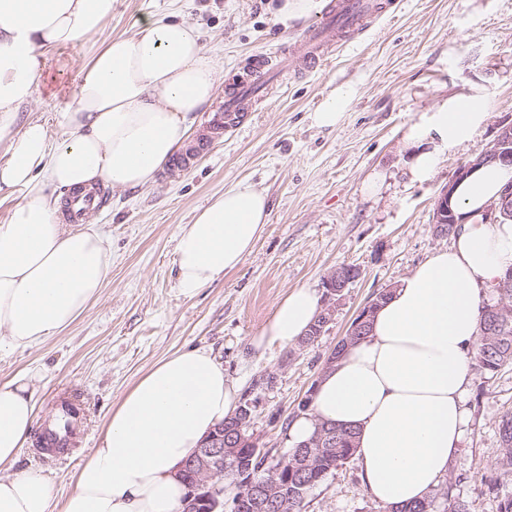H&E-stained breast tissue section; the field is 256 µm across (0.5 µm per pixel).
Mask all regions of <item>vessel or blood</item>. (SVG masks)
I'll return each instance as SVG.
<instances>
[{"instance_id": "b4317fda", "label": "vessel or blood", "mask_w": 512, "mask_h": 512, "mask_svg": "<svg viewBox=\"0 0 512 512\" xmlns=\"http://www.w3.org/2000/svg\"><path fill=\"white\" fill-rule=\"evenodd\" d=\"M391 6L392 0H329L318 21L298 40L274 56L253 57L250 67L228 84L224 102L210 114L202 138L178 151L172 167L185 169L196 163L206 146L239 126L247 113L256 111L284 76L300 77L321 67L339 46L368 32Z\"/></svg>"}]
</instances>
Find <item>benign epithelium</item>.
I'll return each mask as SVG.
<instances>
[{"label":"benign epithelium","instance_id":"7a95c632","mask_svg":"<svg viewBox=\"0 0 512 512\" xmlns=\"http://www.w3.org/2000/svg\"><path fill=\"white\" fill-rule=\"evenodd\" d=\"M486 161L512 166V121H502L490 150L478 160L460 166L448 186L440 192L434 220V224L438 226L437 234H447L443 225L459 223L460 216L452 204L454 188L476 166ZM487 216L494 221L512 219V183L504 188L498 200L490 204ZM359 276V268L345 266L336 268L326 278L325 299L320 312L321 327H326L333 320L336 296ZM250 418V406H239L229 425V430L238 435V444L232 448L224 447V429L221 428L211 433L202 448L183 465L180 479L188 478L190 484L180 512H221L224 501L218 498V494L224 484V462L229 458L233 460L232 475L235 483L249 493L252 512H293V501L283 492L282 472L287 466L296 469L299 464L295 461L288 464L286 459L278 458L261 447L258 439L249 434ZM243 449L249 451L251 457L256 456L263 460V466L268 468L266 479L255 480L250 457L240 454Z\"/></svg>","mask_w":512,"mask_h":512}]
</instances>
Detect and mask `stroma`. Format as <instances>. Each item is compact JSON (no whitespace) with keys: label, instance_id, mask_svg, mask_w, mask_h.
Masks as SVG:
<instances>
[{"label":"stroma","instance_id":"stroma-1","mask_svg":"<svg viewBox=\"0 0 512 512\" xmlns=\"http://www.w3.org/2000/svg\"><path fill=\"white\" fill-rule=\"evenodd\" d=\"M277 0H115L103 35L47 55L46 84L31 118L52 120L73 102L81 67L104 36L128 35L136 20L168 14L199 25L204 48L224 77L253 56L272 54L309 27L276 24ZM347 95L333 128L313 112ZM451 97H477L488 114L467 143L445 151L431 176L413 181L404 138L421 115ZM512 120V0H397L395 12L304 78L284 81L194 166L164 168L150 186L106 190L95 220L112 243V275L70 328L40 347L0 355V382L30 371L38 395L35 429L49 425L56 403L78 394L84 407L80 450L66 459L25 446L19 468L41 472L57 495L100 442L121 395L154 363L203 347L251 402L250 431L261 446L288 451V424L324 365L373 293L396 287L452 239L433 229L441 190L462 164L491 148L501 121ZM246 181L263 190L269 221L251 254L192 298L176 286L180 225L224 188ZM361 271L336 299L332 322L311 344L253 350L251 339L295 287L322 288L336 267ZM469 422L446 482L469 512H498L512 495L500 470L498 425L512 411V365L473 369ZM302 512H387L364 489L349 459L311 489Z\"/></svg>","mask_w":512,"mask_h":512}]
</instances>
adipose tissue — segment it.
<instances>
[{
    "instance_id": "obj_1",
    "label": "adipose tissue",
    "mask_w": 512,
    "mask_h": 512,
    "mask_svg": "<svg viewBox=\"0 0 512 512\" xmlns=\"http://www.w3.org/2000/svg\"><path fill=\"white\" fill-rule=\"evenodd\" d=\"M114 0H0V196L18 195L0 224V352L31 349L71 325L112 272V245L99 225L63 223L74 194L151 185L185 144L221 80L200 28L148 15L129 36L104 37L83 64L72 104L56 126L22 118L53 48L102 35ZM486 115L477 98L448 99L406 137L413 179L438 155L469 140ZM512 183V167L478 166L454 190L461 228L392 288L369 334L324 372L309 411L288 428L306 443L320 422L356 433L364 488L401 508L428 498L458 455L479 340V309L512 269V222L491 224L488 205ZM267 197L245 181L215 195L178 232L176 283L195 297L249 255L268 218ZM321 309L316 288L281 299L255 348L298 341ZM239 387L209 350L192 347L157 361L125 391L101 443L56 498L50 480L18 469L35 423L30 373L0 383V512H177L178 473L205 437L237 409Z\"/></svg>"
}]
</instances>
